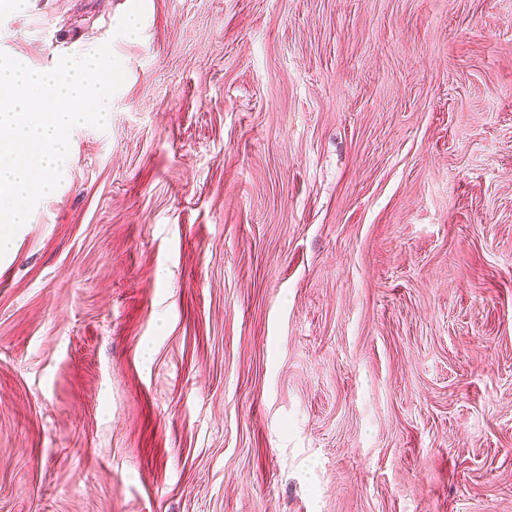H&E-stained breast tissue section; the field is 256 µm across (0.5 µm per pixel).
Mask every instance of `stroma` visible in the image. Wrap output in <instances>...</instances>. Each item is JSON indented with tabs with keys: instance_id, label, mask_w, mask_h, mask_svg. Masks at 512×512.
<instances>
[{
	"instance_id": "35a3bbf8",
	"label": "stroma",
	"mask_w": 512,
	"mask_h": 512,
	"mask_svg": "<svg viewBox=\"0 0 512 512\" xmlns=\"http://www.w3.org/2000/svg\"><path fill=\"white\" fill-rule=\"evenodd\" d=\"M106 42L0 258V512H512V0H0Z\"/></svg>"
}]
</instances>
